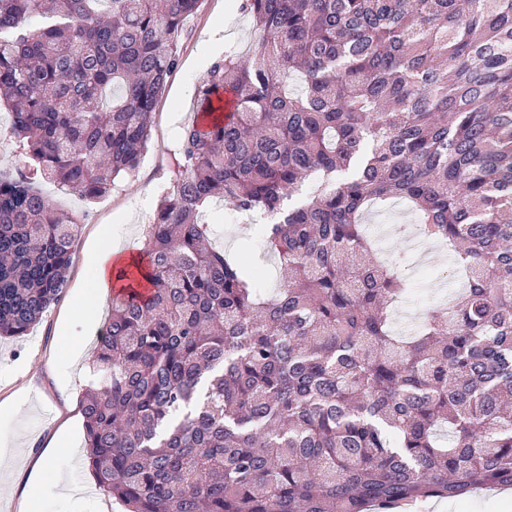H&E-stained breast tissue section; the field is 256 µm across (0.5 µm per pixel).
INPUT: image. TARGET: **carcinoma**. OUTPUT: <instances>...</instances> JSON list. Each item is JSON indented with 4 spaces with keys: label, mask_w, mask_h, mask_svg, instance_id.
Returning <instances> with one entry per match:
<instances>
[{
    "label": "carcinoma",
    "mask_w": 512,
    "mask_h": 512,
    "mask_svg": "<svg viewBox=\"0 0 512 512\" xmlns=\"http://www.w3.org/2000/svg\"><path fill=\"white\" fill-rule=\"evenodd\" d=\"M200 0H0V103L40 176H132ZM259 37L199 81L178 176L116 270L84 463L126 512H407L512 489V0H241ZM308 201L291 203L305 183ZM285 273L207 244L215 200ZM403 200L461 266L416 329L363 219ZM79 225L0 175V337L67 284Z\"/></svg>",
    "instance_id": "1"
}]
</instances>
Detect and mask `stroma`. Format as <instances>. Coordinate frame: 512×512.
Wrapping results in <instances>:
<instances>
[{"label": "stroma", "instance_id": "stroma-1", "mask_svg": "<svg viewBox=\"0 0 512 512\" xmlns=\"http://www.w3.org/2000/svg\"><path fill=\"white\" fill-rule=\"evenodd\" d=\"M219 16L224 19L230 51L245 52L251 43L253 23L233 8L232 0H202L179 37L178 65L156 108L151 146L136 174L117 178L107 196L91 202L37 176L33 159L8 129V110H0V173L14 179L31 178L33 187L60 215L80 226L62 299L46 310L27 336L0 339V445H6L14 459L9 491L0 494V512H19L34 462L46 453L60 427L82 417L81 394L109 298L104 295L94 301L93 320L69 324L65 314L80 290L96 281L97 267L90 254L94 243L109 240L125 254H137L161 190L170 186L175 177L179 149L172 143L167 108L171 102H178L181 124L193 119L196 83L213 61L207 33ZM68 335L82 337L85 345L83 356L71 362L66 361L63 348V339ZM82 437V432H75L73 453L57 458L45 474L43 512H122L114 499L96 490L89 472L78 467L77 461L83 455ZM60 477L85 487L82 502L56 493L52 484Z\"/></svg>", "mask_w": 512, "mask_h": 512}]
</instances>
